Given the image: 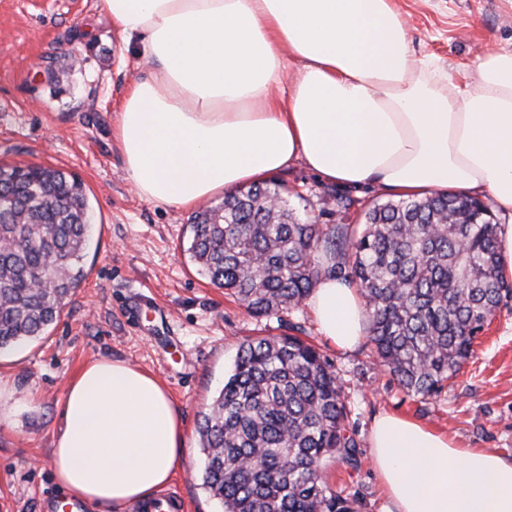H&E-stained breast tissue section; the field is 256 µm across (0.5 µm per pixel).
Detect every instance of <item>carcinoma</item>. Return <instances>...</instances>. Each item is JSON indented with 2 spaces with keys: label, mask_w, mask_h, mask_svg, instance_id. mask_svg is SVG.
<instances>
[{
  "label": "carcinoma",
  "mask_w": 512,
  "mask_h": 512,
  "mask_svg": "<svg viewBox=\"0 0 512 512\" xmlns=\"http://www.w3.org/2000/svg\"><path fill=\"white\" fill-rule=\"evenodd\" d=\"M93 213L62 170L0 166V350L40 336L85 280ZM188 253L212 285L269 317L299 307L324 275L356 286L368 343L408 392H441L512 292L496 225L465 194L376 205L361 226L304 224L276 187L253 185L189 219ZM202 484L223 512H353L323 462H358L336 374L297 336L241 343L198 421Z\"/></svg>",
  "instance_id": "carcinoma-1"
}]
</instances>
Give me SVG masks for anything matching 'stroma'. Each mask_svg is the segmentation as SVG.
Returning <instances> with one entry per match:
<instances>
[{
    "mask_svg": "<svg viewBox=\"0 0 512 512\" xmlns=\"http://www.w3.org/2000/svg\"><path fill=\"white\" fill-rule=\"evenodd\" d=\"M415 54L463 68L492 47L512 51V0H395ZM79 62L69 66L66 54ZM55 64L57 82L43 74ZM134 48L113 33L98 0H0V164L63 169L83 183L94 210L87 276L38 338L0 351V378L14 394L0 425V512H50L62 497L50 448L68 387L90 361L112 357L156 376L185 421L187 451L165 493L176 512H221L199 476L197 422L223 388L240 344L299 336L329 360L355 428L358 466L328 459V486L354 512H389L369 448L374 419L392 413L453 437L463 448L512 456V294L480 332L472 357L437 395L408 393L368 344L338 349L307 308L254 317L201 276L187 248V209L140 199L114 138L128 84L143 76ZM302 219L360 224L392 201L378 186L349 189L295 164L272 176ZM351 199L332 212L333 195Z\"/></svg>",
    "mask_w": 512,
    "mask_h": 512,
    "instance_id": "obj_1",
    "label": "stroma"
}]
</instances>
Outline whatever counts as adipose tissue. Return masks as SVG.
Returning <instances> with one entry per match:
<instances>
[{
	"label": "adipose tissue",
	"instance_id": "obj_1",
	"mask_svg": "<svg viewBox=\"0 0 512 512\" xmlns=\"http://www.w3.org/2000/svg\"><path fill=\"white\" fill-rule=\"evenodd\" d=\"M151 60L115 137L138 196L183 209L299 162L327 182L413 198H489L512 217V51L462 75L415 55L394 0H98ZM343 350L367 329L357 288L307 299ZM182 413L151 373L102 357L71 382L54 433L59 487L90 512L154 498L184 454ZM374 470L394 512H512V458L381 415Z\"/></svg>",
	"mask_w": 512,
	"mask_h": 512
}]
</instances>
